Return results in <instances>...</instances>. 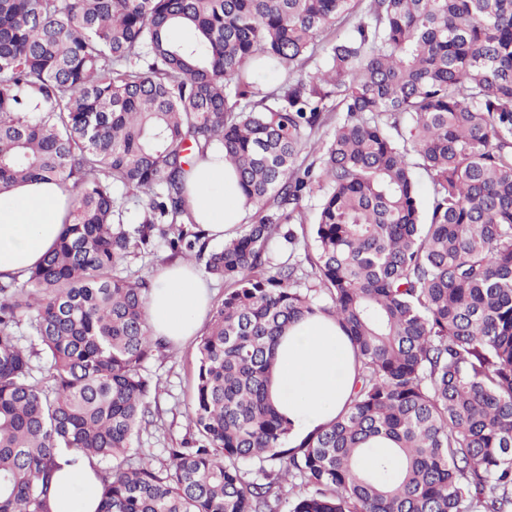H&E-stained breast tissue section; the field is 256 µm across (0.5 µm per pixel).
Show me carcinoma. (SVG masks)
Returning <instances> with one entry per match:
<instances>
[{"mask_svg": "<svg viewBox=\"0 0 512 512\" xmlns=\"http://www.w3.org/2000/svg\"><path fill=\"white\" fill-rule=\"evenodd\" d=\"M213 148L254 214L207 253L176 225ZM55 178L76 191L58 244L0 281V512H47L62 450L98 465L99 512H512V0H0V191ZM140 194L131 228L118 196ZM314 195L302 288L270 244ZM156 229L230 285L195 435L159 466L135 449L151 280L119 269ZM319 313L356 378L294 440L268 385Z\"/></svg>", "mask_w": 512, "mask_h": 512, "instance_id": "carcinoma-1", "label": "carcinoma"}]
</instances>
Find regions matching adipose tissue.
<instances>
[{
  "mask_svg": "<svg viewBox=\"0 0 512 512\" xmlns=\"http://www.w3.org/2000/svg\"><path fill=\"white\" fill-rule=\"evenodd\" d=\"M186 204L194 223L214 239L241 224L244 208L231 166L218 152L194 159L186 176ZM73 199L55 180L0 192V275L38 264L57 243ZM211 303L208 281L194 266H161L153 279L148 322L154 337L180 343L193 336ZM354 362L349 338L336 321L318 315L293 324L276 350L270 394L301 438L342 412L351 392ZM48 512H96L99 482L92 463L60 456Z\"/></svg>",
  "mask_w": 512,
  "mask_h": 512,
  "instance_id": "adipose-tissue-1",
  "label": "adipose tissue"
}]
</instances>
